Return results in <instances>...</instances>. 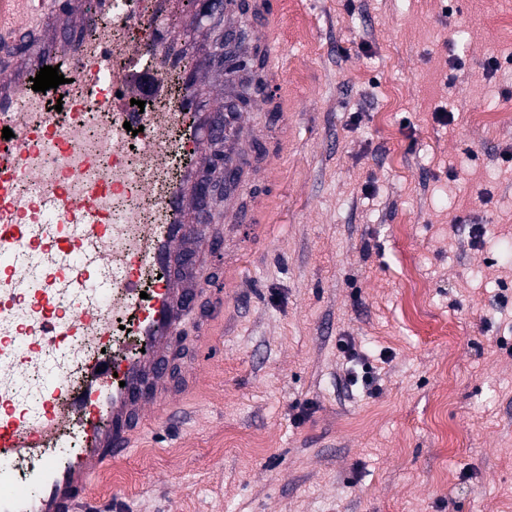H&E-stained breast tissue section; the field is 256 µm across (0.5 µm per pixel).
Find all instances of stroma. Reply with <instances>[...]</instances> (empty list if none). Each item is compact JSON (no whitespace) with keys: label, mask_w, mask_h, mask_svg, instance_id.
I'll use <instances>...</instances> for the list:
<instances>
[{"label":"stroma","mask_w":512,"mask_h":512,"mask_svg":"<svg viewBox=\"0 0 512 512\" xmlns=\"http://www.w3.org/2000/svg\"><path fill=\"white\" fill-rule=\"evenodd\" d=\"M272 2L288 137L255 112L277 183L238 192L267 195V234L216 220L195 296L198 314L224 306L212 354L197 362L191 334L168 352L171 386L198 380L96 478L97 502L512 512V0ZM342 341L371 387L347 383Z\"/></svg>","instance_id":"obj_1"}]
</instances>
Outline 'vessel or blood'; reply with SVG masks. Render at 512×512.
Listing matches in <instances>:
<instances>
[{"instance_id": "b4317fda", "label": "vessel or blood", "mask_w": 512, "mask_h": 512, "mask_svg": "<svg viewBox=\"0 0 512 512\" xmlns=\"http://www.w3.org/2000/svg\"><path fill=\"white\" fill-rule=\"evenodd\" d=\"M256 26L250 54H263V99L284 78L282 52L271 29L269 0H248ZM137 26L139 36L116 43L112 31ZM195 22L181 0H0V319L25 308L30 320L0 339V373L17 350L85 337L99 349L84 359L78 381L50 374L37 414L15 405L0 388V512H76L91 498V479L125 456L145 429L168 422L176 404L156 409L165 385L159 357L193 314L176 300V266L195 210L192 188L207 157V140L224 126V153L240 177L242 112H222L200 95L208 61H185V30ZM46 66L65 84L58 94L67 116L48 109L31 79ZM178 75L181 99L172 112H135L132 98L162 94ZM109 125L97 150L84 147L96 115ZM142 128L141 161L126 163L127 126ZM61 177L50 181L48 166ZM52 251L55 264L31 283L19 258ZM157 279L141 298V273ZM127 325L130 353L111 346L112 318ZM82 447L63 455L71 434Z\"/></svg>"}]
</instances>
